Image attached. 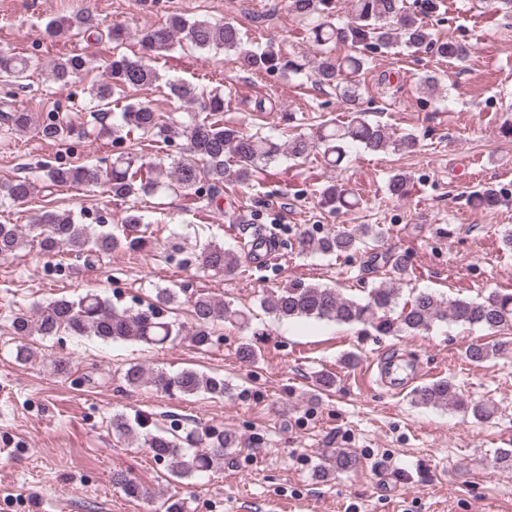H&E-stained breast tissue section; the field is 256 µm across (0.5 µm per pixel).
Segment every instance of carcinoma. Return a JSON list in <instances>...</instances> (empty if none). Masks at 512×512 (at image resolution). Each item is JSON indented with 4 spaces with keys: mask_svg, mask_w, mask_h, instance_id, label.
I'll list each match as a JSON object with an SVG mask.
<instances>
[{
    "mask_svg": "<svg viewBox=\"0 0 512 512\" xmlns=\"http://www.w3.org/2000/svg\"><path fill=\"white\" fill-rule=\"evenodd\" d=\"M287 8L309 32L315 54L308 61L283 55L280 41L274 35L263 43H253L233 21L190 19L176 11L168 13L164 23L143 28L133 35L121 25L102 30L95 15L85 8L64 22L51 19L44 26V34L52 42L69 33L88 43L106 37L119 47L132 37L139 52L133 56L112 53L105 77L87 88V100L80 108L93 113L96 127L89 130L57 111L36 124L32 113L5 100L0 102V128L10 133L26 131L35 125L43 138L59 142L81 140L93 132L96 137H109L114 143H122L132 134L163 143L182 138V154L169 163L163 158L147 161L142 155L118 152L105 168L97 164L48 165L43 180L49 188L101 187L117 199L168 191L199 196L205 190L212 201L224 192V183L249 186L257 173L283 158L305 159L319 150L325 161L337 166L356 146L384 153L412 150L416 146L415 136L410 133L392 136L384 124L370 118V111L362 107L359 76L368 56L400 47L414 51L432 49L441 59L462 63L471 53V47L464 43L435 38L429 25L419 19L421 15L432 16L438 0H415L411 7L406 5V0H350V18L342 23L336 21L335 0H288ZM339 45H348L354 52L338 56L335 48ZM177 46L205 52H232L247 72H272L283 79L305 78L328 87L335 91L348 116L344 121L325 120L314 140L286 132L274 138L224 120L223 93L204 92L179 79H168L164 86L171 98L195 111L186 124L165 120L146 101L128 103L120 106V111H114L112 106H119L117 96L125 90L152 86L162 79L156 68L157 60ZM31 70L30 58L10 48H0V78L4 81L20 87L28 81ZM87 72L86 55L69 53L53 62L51 78L64 87ZM34 190L27 178L1 183L0 201L26 203ZM387 192L393 198L407 196L409 176L400 172L390 175ZM318 193L321 203L331 211L358 203L353 192L336 184L322 187ZM472 200L478 207L492 209L500 202V190L484 186L473 192ZM383 236L380 225L360 224L351 230H329L317 241L316 250L323 255L362 252L367 255L369 265L386 270L388 277L384 284L371 289L366 296H346L332 287L296 281L268 292L260 301L261 308L281 321L316 319L360 325L363 331L376 336L415 335L429 330L436 322L448 320L478 326L493 334L509 332L505 338L467 347V359L478 364L512 350V291L497 292L483 301L448 300L436 293L421 292L405 303L400 312H395L401 286L410 277L411 256L406 250L376 251L375 243ZM30 242L37 244L44 255L63 253L89 268L119 248H140L145 238L120 237L105 225L91 230L78 223L71 210H45L26 229L18 224H0V258L15 256ZM197 260L205 270L226 278L238 275L242 264L237 251L213 241L202 247ZM187 291L185 285L178 289L158 288L154 301L138 308L118 306L88 292L76 300L50 301L39 307L32 318L18 315L12 319V328L18 336L37 335L44 339L65 333L92 335L104 342L134 340L145 345H162L182 331V327L169 320L168 309L178 301L179 294ZM188 303L192 318L190 340L200 349L213 345L215 327L220 323L242 330L249 328V313L229 302L196 292L190 294ZM123 379L131 388L148 387L171 396L222 398L234 391L224 377L191 368L148 372L141 365L131 363ZM413 402L424 407L450 406L478 421L488 420L494 414L491 404L467 398L449 378L415 389ZM151 426L150 418L140 413L132 418L117 414L111 420L112 433L117 438L142 437L143 446L154 459L168 463L171 475L178 480L196 478L223 464L224 458L232 455L238 446L234 433L224 429L196 427L178 436L161 429L154 431ZM354 464L353 455L343 449L336 450L331 458V467L336 471L348 470ZM112 481L130 499L152 497L149 489L127 474L118 472Z\"/></svg>",
    "mask_w": 512,
    "mask_h": 512,
    "instance_id": "obj_1",
    "label": "carcinoma"
}]
</instances>
